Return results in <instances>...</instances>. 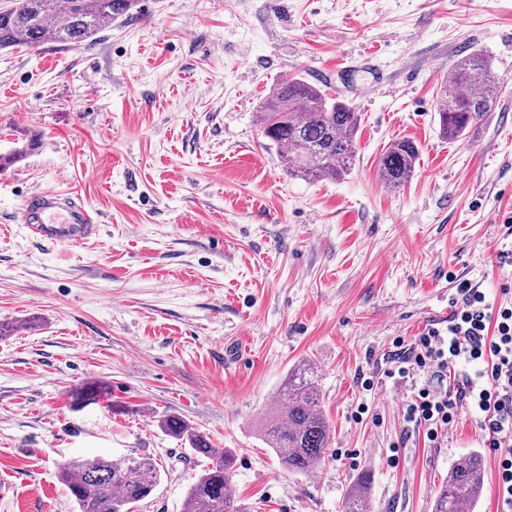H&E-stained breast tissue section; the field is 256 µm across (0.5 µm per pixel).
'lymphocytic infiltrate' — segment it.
Here are the masks:
<instances>
[{
	"label": "lymphocytic infiltrate",
	"mask_w": 512,
	"mask_h": 512,
	"mask_svg": "<svg viewBox=\"0 0 512 512\" xmlns=\"http://www.w3.org/2000/svg\"><path fill=\"white\" fill-rule=\"evenodd\" d=\"M446 328L431 327L406 351L394 353L386 377L420 373L444 380L449 368L464 365L461 385L416 388L405 401L406 424L435 443L463 411L479 419L498 453L499 512H512V307L495 304L468 283L457 286Z\"/></svg>",
	"instance_id": "f902f5d3"
}]
</instances>
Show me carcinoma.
Returning <instances> with one entry per match:
<instances>
[{"instance_id":"cac0c4a2","label":"carcinoma","mask_w":512,"mask_h":512,"mask_svg":"<svg viewBox=\"0 0 512 512\" xmlns=\"http://www.w3.org/2000/svg\"><path fill=\"white\" fill-rule=\"evenodd\" d=\"M134 0H11L0 11V49L37 48L50 40L79 46L112 21L128 12ZM456 91H442L437 115L443 135L465 138L484 120L497 100V85L490 59L474 51L451 70ZM262 135L282 150L291 174L310 179H339L354 168L361 114L348 102L330 95L322 86L302 76L279 80L258 112ZM420 157L410 139L393 142L379 157L377 175L397 190L415 174ZM317 372L310 365L294 368L277 393L283 406L261 422L266 444L283 468L308 476L324 461L331 427L321 412ZM160 427L189 449L211 460L186 496L187 512H244L230 496L237 462L233 448H215L209 438L178 416L168 415ZM61 482L74 498L79 512H133L160 481V471L150 457L131 456L120 463L105 458L76 459L62 464ZM485 485L482 455L475 451L448 469L433 512H462L477 506ZM372 476L365 472L346 488L342 512H372Z\"/></svg>"}]
</instances>
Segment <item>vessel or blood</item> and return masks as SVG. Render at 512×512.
Listing matches in <instances>:
<instances>
[{
	"label": "vessel or blood",
	"mask_w": 512,
	"mask_h": 512,
	"mask_svg": "<svg viewBox=\"0 0 512 512\" xmlns=\"http://www.w3.org/2000/svg\"><path fill=\"white\" fill-rule=\"evenodd\" d=\"M21 220L34 237L48 243L84 241L99 229L80 195L55 190L31 192L21 209Z\"/></svg>",
	"instance_id": "vessel-or-blood-1"
}]
</instances>
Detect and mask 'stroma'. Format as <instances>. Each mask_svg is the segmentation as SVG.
I'll return each mask as SVG.
<instances>
[{
    "mask_svg": "<svg viewBox=\"0 0 512 512\" xmlns=\"http://www.w3.org/2000/svg\"><path fill=\"white\" fill-rule=\"evenodd\" d=\"M475 50L499 97L451 141L436 102ZM295 75L362 114L343 179L288 175L260 132L261 103ZM400 139L420 160L394 191L376 167ZM21 147L0 172V512H78L59 466L98 455L156 459L136 512H184L207 461L160 430L167 415L236 449L246 512H341L364 471L373 512H432L475 451L474 512H497L475 416L435 444L407 432L426 377L383 371L394 339L447 326L456 282L512 303V0H138L93 42L0 50V154ZM38 189L81 194L99 233L32 237L19 209ZM304 363L333 429L310 476L259 431Z\"/></svg>",
    "mask_w": 512,
    "mask_h": 512,
    "instance_id": "obj_1",
    "label": "stroma"
}]
</instances>
